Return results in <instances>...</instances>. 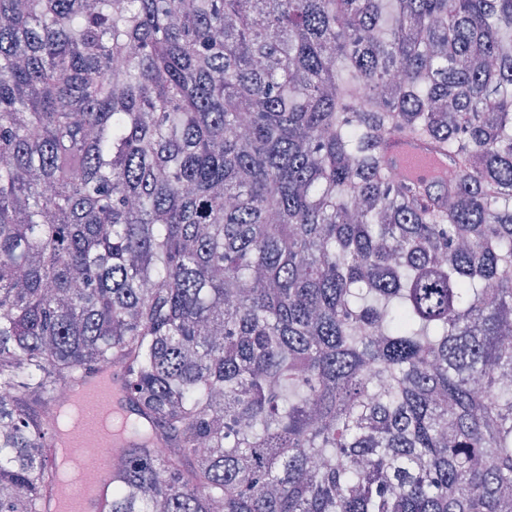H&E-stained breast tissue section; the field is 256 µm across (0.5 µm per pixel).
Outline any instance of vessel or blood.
I'll use <instances>...</instances> for the list:
<instances>
[{
  "label": "vessel or blood",
  "instance_id": "vessel-or-blood-1",
  "mask_svg": "<svg viewBox=\"0 0 512 512\" xmlns=\"http://www.w3.org/2000/svg\"><path fill=\"white\" fill-rule=\"evenodd\" d=\"M385 156L394 167L434 188L441 185L448 168L447 159L433 155L426 145L409 139L389 140ZM72 395L82 403L85 417L68 436L65 445L69 448L96 447L100 422L129 409L122 373L112 367L82 381ZM113 479L112 468L108 465L94 472H77L67 490L59 489L53 494L51 512H108Z\"/></svg>",
  "mask_w": 512,
  "mask_h": 512
}]
</instances>
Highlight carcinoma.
Listing matches in <instances>:
<instances>
[{
	"mask_svg": "<svg viewBox=\"0 0 512 512\" xmlns=\"http://www.w3.org/2000/svg\"><path fill=\"white\" fill-rule=\"evenodd\" d=\"M105 363L112 512H512V0H0V512ZM388 162L411 174L414 180H422L432 188L443 183L442 175L448 169V160L433 155L429 148L414 140L394 138L385 149Z\"/></svg>",
	"mask_w": 512,
	"mask_h": 512,
	"instance_id": "1",
	"label": "carcinoma"
}]
</instances>
